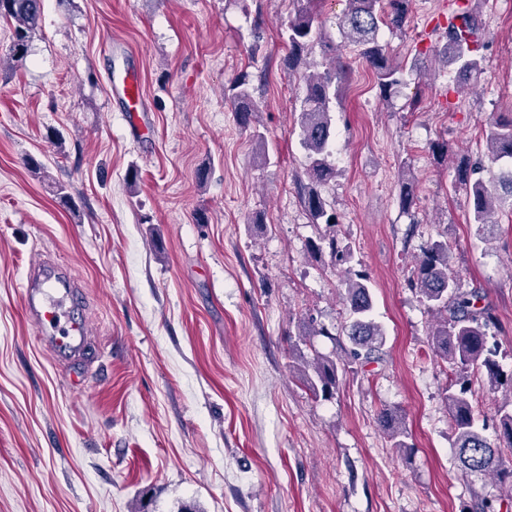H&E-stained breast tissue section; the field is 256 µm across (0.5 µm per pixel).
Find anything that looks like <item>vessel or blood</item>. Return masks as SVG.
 I'll return each mask as SVG.
<instances>
[{
	"label": "vessel or blood",
	"instance_id": "obj_1",
	"mask_svg": "<svg viewBox=\"0 0 512 512\" xmlns=\"http://www.w3.org/2000/svg\"><path fill=\"white\" fill-rule=\"evenodd\" d=\"M128 120H135L140 110L141 95L135 76L118 81ZM27 310L39 333V339L65 363L79 361L89 340L85 319L75 318L73 309L77 295L57 266L44 263L32 269L26 290Z\"/></svg>",
	"mask_w": 512,
	"mask_h": 512
}]
</instances>
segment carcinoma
<instances>
[{
	"mask_svg": "<svg viewBox=\"0 0 512 512\" xmlns=\"http://www.w3.org/2000/svg\"><path fill=\"white\" fill-rule=\"evenodd\" d=\"M295 17L289 20L280 36L286 44L288 68H304L305 95L299 110L301 145L306 151V180L299 181L298 190L312 222L330 230L339 223L336 212L322 197L320 187L336 176L328 163L333 135V113L342 96V84L347 79L343 65H333L324 71L307 60L309 44L322 39L314 0H296ZM410 0H346V9L337 19L344 40L359 49V56L371 69L380 96L387 99L405 83L404 69L391 62L386 44L379 38L380 25L391 30L405 27ZM42 0H0V19L9 25L8 58L19 66L26 59L33 35L38 29ZM445 64L455 74L454 91L474 86L483 72L482 21L473 4L460 6L448 16L444 27ZM231 98L243 124L251 113L259 111L250 87L249 76L238 77L230 87ZM492 162L505 161L508 169L497 177L501 192L495 193L481 176L484 168L464 160L456 169L455 183L463 186L473 223L479 227L481 239L494 240L500 233L495 219L504 205L512 207V113L492 116L486 133ZM313 254L328 252L331 263L344 268V294L348 322L346 336L351 344L349 357L354 361H369L378 357L385 344V333L372 315L373 300L369 276L355 269L352 250L341 247L336 235L322 236L310 243ZM413 282L428 306L442 316L432 331V347L448 368L466 373L477 372L486 378L493 391L503 386L498 362V346L494 341L497 319L491 305L476 289L464 291L451 270L448 244L434 242L422 249L413 271ZM297 370L306 388L316 398L329 400L339 391L340 376L336 356L315 353L308 358L299 356ZM468 382L459 388L448 386L453 448L463 468L471 473L490 477L512 491V399L497 406L495 437L485 434L486 425H478L469 399ZM379 425L392 446L402 452L412 450L410 434L404 418L397 411H380Z\"/></svg>",
	"mask_w": 512,
	"mask_h": 512,
	"instance_id": "1",
	"label": "carcinoma"
}]
</instances>
